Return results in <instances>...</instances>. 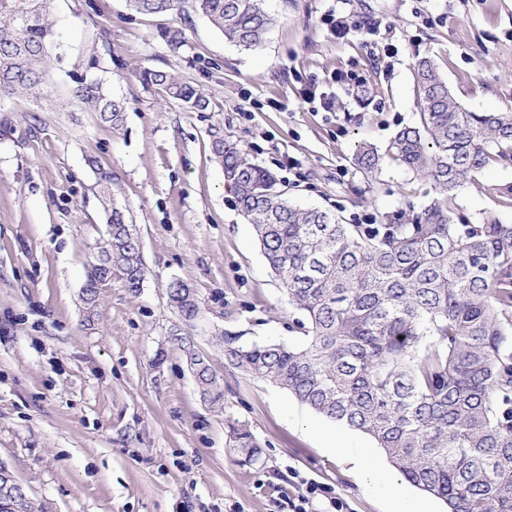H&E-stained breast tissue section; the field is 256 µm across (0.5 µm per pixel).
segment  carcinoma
Segmentation results:
<instances>
[{
	"label": "carcinoma",
	"mask_w": 512,
	"mask_h": 512,
	"mask_svg": "<svg viewBox=\"0 0 512 512\" xmlns=\"http://www.w3.org/2000/svg\"><path fill=\"white\" fill-rule=\"evenodd\" d=\"M143 15L182 12L183 0H128ZM224 39L259 48L274 24L265 0H193ZM49 0H0V98L40 97L55 47ZM421 112L399 130L392 158L428 180L434 195L410 216L345 224L328 209L292 204L268 172L235 143L215 150L224 181L279 280L300 311L304 341L243 344L217 337L231 366L291 393L328 419L370 435L408 482L442 499L448 512H512V223L454 220L457 192L487 166L512 160V112H471L453 96L429 55L416 63ZM143 81L197 108L204 99L162 70ZM68 104L117 132L124 103L103 83L76 81ZM360 143L355 163L367 181L381 166ZM107 214L108 238L89 263L84 302L114 278L131 290L146 271L139 233L112 199V172L90 155ZM171 309L190 323L201 311L194 289L170 282ZM202 399L224 405V386L183 336ZM234 450L251 464L259 444L233 429ZM0 512H44L23 488L0 493Z\"/></svg>",
	"instance_id": "carcinoma-1"
}]
</instances>
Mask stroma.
Returning a JSON list of instances; mask_svg holds the SVG:
<instances>
[{
  "mask_svg": "<svg viewBox=\"0 0 512 512\" xmlns=\"http://www.w3.org/2000/svg\"><path fill=\"white\" fill-rule=\"evenodd\" d=\"M266 41H225L185 0L180 15L135 13L128 0H51L56 22L49 92L74 76L101 79L125 102L120 131L91 112H44L20 95L0 101V462L45 512H280L286 498L321 488L308 512H389L365 493L349 460L373 455L368 435L317 414L288 391L224 362L215 336L242 342L302 340L253 229L241 216L215 141L244 148L290 202L327 208L348 224L425 202L427 186L392 160L374 183L354 164L358 143L386 150L419 117L414 62L434 56L472 112L512 107V0H267ZM340 9L364 30L345 40L323 23ZM183 12V13H184ZM182 27L180 45L164 29ZM111 61L91 67L93 56ZM163 70L206 100L194 108L140 79ZM351 72L355 84L340 82ZM327 94L332 111L306 101ZM112 171V194L139 230L146 279L82 301L90 253L107 237L86 163ZM295 158L296 168L284 160ZM512 162L485 168L459 190L460 221L512 222ZM181 280L202 305L186 324L169 307ZM190 337L224 380V405L200 396L173 331ZM261 446L257 463L233 450L231 426ZM345 438V455L328 435Z\"/></svg>",
  "mask_w": 512,
  "mask_h": 512,
  "instance_id": "stroma-1",
  "label": "stroma"
}]
</instances>
